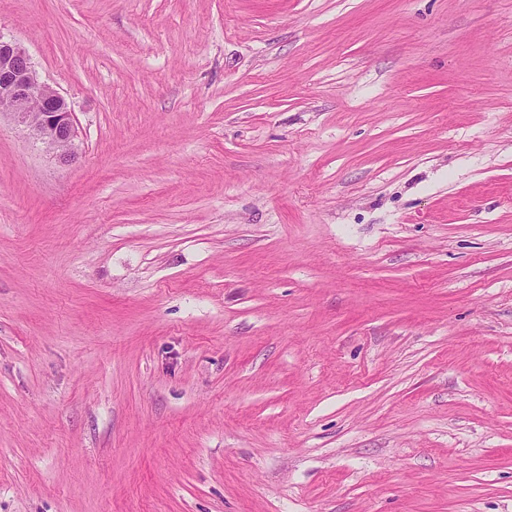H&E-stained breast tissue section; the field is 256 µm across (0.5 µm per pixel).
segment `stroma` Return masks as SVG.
Returning <instances> with one entry per match:
<instances>
[{
    "label": "stroma",
    "instance_id": "stroma-1",
    "mask_svg": "<svg viewBox=\"0 0 512 512\" xmlns=\"http://www.w3.org/2000/svg\"><path fill=\"white\" fill-rule=\"evenodd\" d=\"M0 512H512V0H0ZM26 130L61 163L78 150L79 128L65 97L41 79L28 51L0 35V112Z\"/></svg>",
    "mask_w": 512,
    "mask_h": 512
}]
</instances>
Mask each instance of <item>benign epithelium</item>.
I'll return each mask as SVG.
<instances>
[{"label":"benign epithelium","instance_id":"obj_1","mask_svg":"<svg viewBox=\"0 0 512 512\" xmlns=\"http://www.w3.org/2000/svg\"><path fill=\"white\" fill-rule=\"evenodd\" d=\"M3 110L59 162L75 158L79 128L67 100L41 79L24 47L0 37V112Z\"/></svg>","mask_w":512,"mask_h":512}]
</instances>
